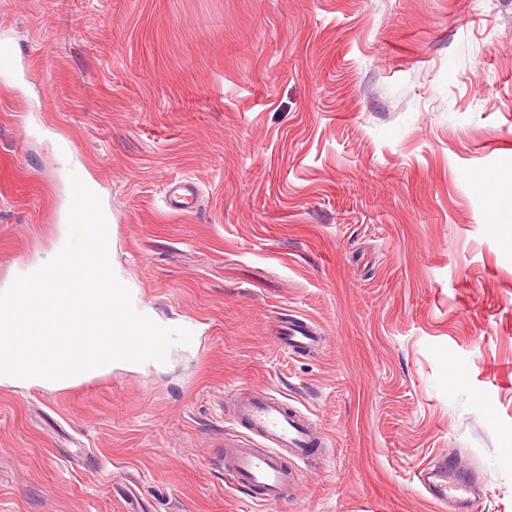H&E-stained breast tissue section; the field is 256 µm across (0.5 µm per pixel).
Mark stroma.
Returning a JSON list of instances; mask_svg holds the SVG:
<instances>
[{
    "instance_id": "1",
    "label": "stroma",
    "mask_w": 512,
    "mask_h": 512,
    "mask_svg": "<svg viewBox=\"0 0 512 512\" xmlns=\"http://www.w3.org/2000/svg\"><path fill=\"white\" fill-rule=\"evenodd\" d=\"M0 287L91 181L112 266L197 341L0 385V512H512V0H0ZM189 213L164 201L181 180ZM326 338L292 354L283 314ZM315 420L295 500L234 487L230 390ZM436 504L457 507L459 511H471V484L467 476V464L461 457L438 456L430 461L417 475Z\"/></svg>"
}]
</instances>
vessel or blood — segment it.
Masks as SVG:
<instances>
[{
  "instance_id": "vessel-or-blood-1",
  "label": "vessel or blood",
  "mask_w": 512,
  "mask_h": 512,
  "mask_svg": "<svg viewBox=\"0 0 512 512\" xmlns=\"http://www.w3.org/2000/svg\"><path fill=\"white\" fill-rule=\"evenodd\" d=\"M194 199L191 182L183 181L171 188L169 206L187 212ZM277 341L281 348L298 353L317 349L325 339L307 318L288 314L280 320ZM234 421L248 436L224 448V468L233 484L259 491L268 506L295 499L301 476L285 460L308 458L320 437L317 424L288 410L275 392L266 389L236 396ZM418 480L436 503L469 512L471 484L463 458L435 457L419 472Z\"/></svg>"
}]
</instances>
